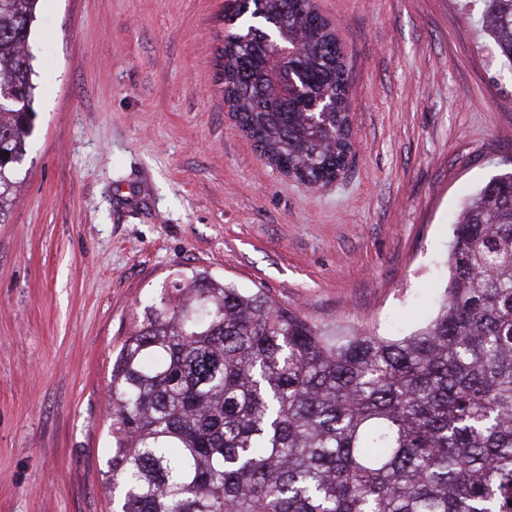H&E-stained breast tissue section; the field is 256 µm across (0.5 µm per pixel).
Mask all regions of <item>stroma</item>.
<instances>
[{"instance_id": "stroma-1", "label": "stroma", "mask_w": 512, "mask_h": 512, "mask_svg": "<svg viewBox=\"0 0 512 512\" xmlns=\"http://www.w3.org/2000/svg\"><path fill=\"white\" fill-rule=\"evenodd\" d=\"M314 2L345 52L353 141L319 188L235 125L228 0H42L0 223V512H112V362L176 268L328 328L405 336L436 314L455 214L512 169V71L479 0Z\"/></svg>"}]
</instances>
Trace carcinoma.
Masks as SVG:
<instances>
[{
    "label": "carcinoma",
    "mask_w": 512,
    "mask_h": 512,
    "mask_svg": "<svg viewBox=\"0 0 512 512\" xmlns=\"http://www.w3.org/2000/svg\"><path fill=\"white\" fill-rule=\"evenodd\" d=\"M40 0H0V217L33 129ZM224 97L263 156L336 176L349 126L339 42L286 0H236ZM481 28L512 66V0ZM310 33L285 59L283 36ZM304 94L270 98L281 72ZM446 298L403 337L331 334L265 289L176 269L112 365L106 483L118 512H512V171L453 223Z\"/></svg>",
    "instance_id": "1"
}]
</instances>
